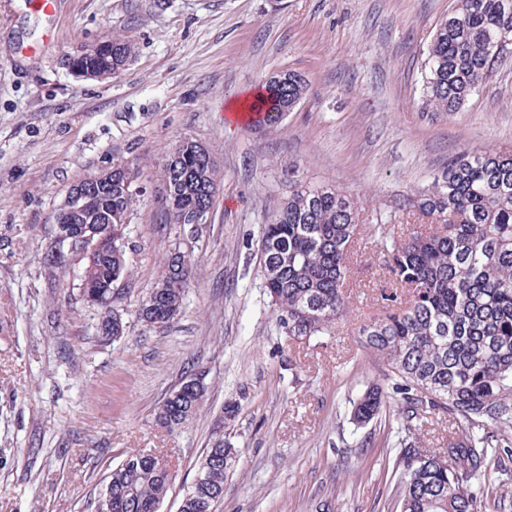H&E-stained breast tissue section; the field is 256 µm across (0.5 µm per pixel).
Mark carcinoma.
<instances>
[{"mask_svg":"<svg viewBox=\"0 0 512 512\" xmlns=\"http://www.w3.org/2000/svg\"><path fill=\"white\" fill-rule=\"evenodd\" d=\"M512 43V0H457L437 29L424 63L423 104L430 112H456L476 92ZM135 55L124 36L109 46L83 47L77 67L120 74ZM301 75L282 71L266 80L254 108V128L283 120L302 99ZM135 172L119 162L96 173L78 213L56 212L63 224H110L93 263H84L80 294L105 300L126 272V229L131 223ZM161 211L166 224H187L209 209L215 194V163L200 143L184 138L159 169ZM406 212L422 223L395 235L388 225ZM372 227L384 255L388 288L382 310L356 331L355 341L386 366L387 387L369 384L354 402L351 420L361 427L396 405L397 451L393 472L400 512H483L471 491L488 468L512 470V151L465 152L448 163L427 188L385 213L366 214L344 191L296 188L263 225L260 263L264 288L277 322L293 341L331 331L349 309L347 276L358 252L359 230ZM163 257L151 296L139 319L163 325L181 312L190 284L194 250ZM204 403L190 388L173 390L157 421L171 428L189 421ZM440 413L461 428L444 452L422 446L418 430ZM207 465L182 499V512H213L224 495V475L234 452L218 436ZM173 475L168 464L138 452L112 470L98 512H152L166 496Z\"/></svg>","mask_w":512,"mask_h":512,"instance_id":"carcinoma-1","label":"carcinoma"}]
</instances>
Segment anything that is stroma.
<instances>
[{"mask_svg":"<svg viewBox=\"0 0 512 512\" xmlns=\"http://www.w3.org/2000/svg\"><path fill=\"white\" fill-rule=\"evenodd\" d=\"M456 0H0V512H95L112 469L154 450L173 473L159 512H179L217 435L236 449L216 512H396L397 424L355 427L352 402L384 367L354 339L377 314L383 256L363 235L351 313L295 343L263 288L259 239L294 185L338 187L369 209L427 188L464 152L512 148V44L460 112L422 108L423 63ZM136 54L115 78L73 75L66 57L113 35ZM307 91L258 132L227 104L271 73ZM207 145L209 221L165 227L157 172L177 140ZM124 161L139 171L117 284L123 336L101 343L79 295L82 263H48L72 184ZM195 250L181 314L137 311L175 243ZM200 411L156 422L188 371ZM238 408L225 420L228 404Z\"/></svg>","mask_w":512,"mask_h":512,"instance_id":"stroma-1","label":"stroma"}]
</instances>
